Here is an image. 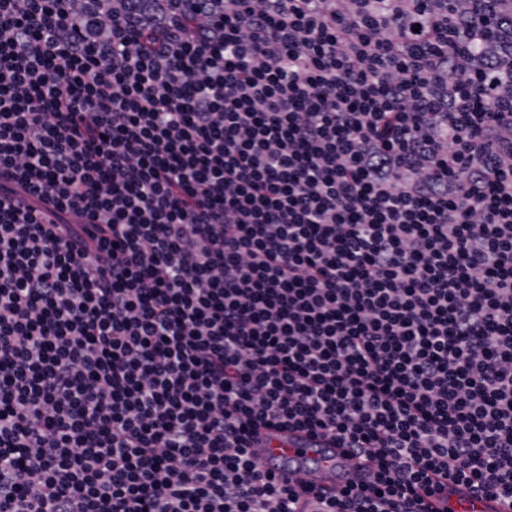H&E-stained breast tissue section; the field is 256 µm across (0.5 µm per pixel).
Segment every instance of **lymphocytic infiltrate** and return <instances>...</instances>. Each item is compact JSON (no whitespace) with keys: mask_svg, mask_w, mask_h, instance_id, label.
Returning <instances> with one entry per match:
<instances>
[{"mask_svg":"<svg viewBox=\"0 0 512 512\" xmlns=\"http://www.w3.org/2000/svg\"><path fill=\"white\" fill-rule=\"evenodd\" d=\"M447 486L512 501V0H0V512ZM263 446L254 448L259 462L282 477L288 478L295 470H301L300 477L303 472L315 471L325 484L343 483L352 469L340 448H332L328 441H313L305 433L271 430Z\"/></svg>","mask_w":512,"mask_h":512,"instance_id":"f902f5d3","label":"lymphocytic infiltrate"}]
</instances>
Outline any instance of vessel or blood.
Segmentation results:
<instances>
[{
	"label": "vessel or blood",
	"mask_w": 512,
	"mask_h": 512,
	"mask_svg": "<svg viewBox=\"0 0 512 512\" xmlns=\"http://www.w3.org/2000/svg\"><path fill=\"white\" fill-rule=\"evenodd\" d=\"M257 458L264 468L285 477L293 471H313L324 483L343 482L351 464L342 456L341 449L326 441L311 440L306 434L273 430L263 448L257 449Z\"/></svg>",
	"instance_id": "b4317fda"
}]
</instances>
